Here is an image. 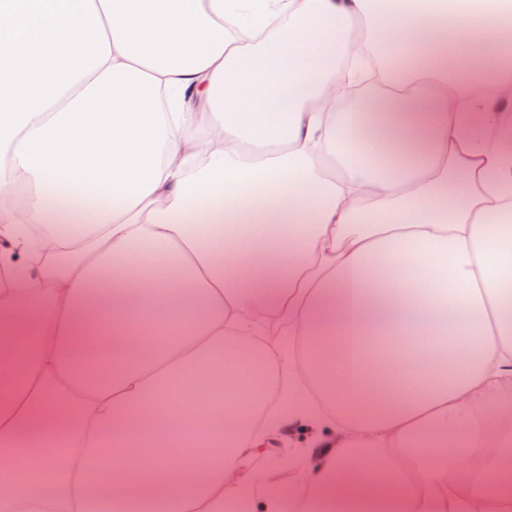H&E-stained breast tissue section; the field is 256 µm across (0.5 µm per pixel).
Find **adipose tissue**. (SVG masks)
<instances>
[{
  "instance_id": "obj_1",
  "label": "adipose tissue",
  "mask_w": 512,
  "mask_h": 512,
  "mask_svg": "<svg viewBox=\"0 0 512 512\" xmlns=\"http://www.w3.org/2000/svg\"><path fill=\"white\" fill-rule=\"evenodd\" d=\"M0 512H512V0H0Z\"/></svg>"
}]
</instances>
